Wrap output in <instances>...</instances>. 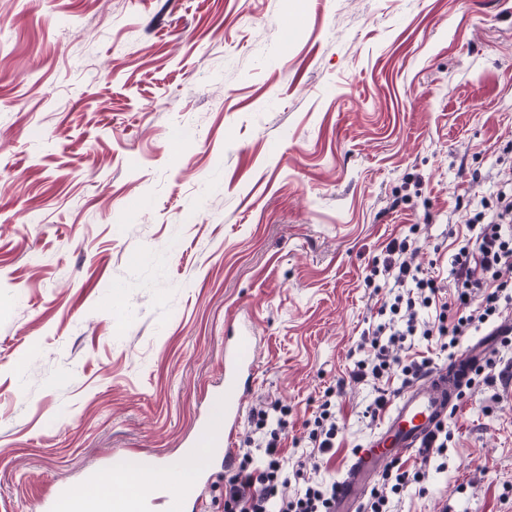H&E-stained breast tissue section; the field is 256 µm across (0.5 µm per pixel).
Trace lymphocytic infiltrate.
Wrapping results in <instances>:
<instances>
[{"label": "lymphocytic infiltrate", "instance_id": "f902f5d3", "mask_svg": "<svg viewBox=\"0 0 512 512\" xmlns=\"http://www.w3.org/2000/svg\"><path fill=\"white\" fill-rule=\"evenodd\" d=\"M477 218L481 226L475 238L467 240L453 255L452 288L439 286L436 277L412 265L407 258L411 244L405 238L392 240L381 267L373 268V275L382 276L384 283L395 289L393 298L384 303L391 318L372 329L369 350L357 361L352 377L379 382L375 410H382L388 401L384 380L396 374L407 386L429 366L428 360L399 356L407 338L419 336L456 344L460 336L498 318L504 303L512 301L507 293L512 281L504 277L512 270V191L497 190L494 207L478 213ZM428 308L434 309V318H421L420 310ZM256 425L265 431L267 463L256 467L250 450H240L237 467L224 483V512H330L335 484L304 480L301 466L291 469L301 489L291 497L280 494L283 469L279 431L286 421H270L268 413L261 411L256 415ZM420 481L419 471L393 464L383 475L380 487L371 490L362 512H387L389 494L400 493Z\"/></svg>", "mask_w": 512, "mask_h": 512}]
</instances>
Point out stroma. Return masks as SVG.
I'll return each mask as SVG.
<instances>
[{
  "label": "stroma",
  "mask_w": 512,
  "mask_h": 512,
  "mask_svg": "<svg viewBox=\"0 0 512 512\" xmlns=\"http://www.w3.org/2000/svg\"><path fill=\"white\" fill-rule=\"evenodd\" d=\"M512 182V0H0V508L169 462L249 321L246 412L282 455L333 392L340 479L382 421L354 381L395 238ZM392 512H512V385L466 391Z\"/></svg>",
  "instance_id": "obj_1"
}]
</instances>
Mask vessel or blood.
Masks as SVG:
<instances>
[{
    "mask_svg": "<svg viewBox=\"0 0 512 512\" xmlns=\"http://www.w3.org/2000/svg\"><path fill=\"white\" fill-rule=\"evenodd\" d=\"M492 337L473 342L463 358L435 367L424 378L398 394L383 425L371 441L358 449L352 464L337 483L334 512H359L370 484L388 464L404 453L425 447L430 436L445 424L452 408L473 374L486 359ZM255 358L253 331L242 327L235 340L224 347V385L208 402L197 425L194 447L206 449V456L196 461L198 476L210 477L214 458L209 451H223L225 465H232L236 439L244 415V394L254 381ZM201 496L200 486H187L172 491L156 488L151 494L134 501L124 500L114 492L111 481L97 483V499L112 507L113 512H154L156 503H163L164 512H188ZM74 488H57L45 508L47 512H63L67 507H80Z\"/></svg>",
    "mask_w": 512,
    "mask_h": 512,
    "instance_id": "b4317fda",
    "label": "vessel or blood"
}]
</instances>
